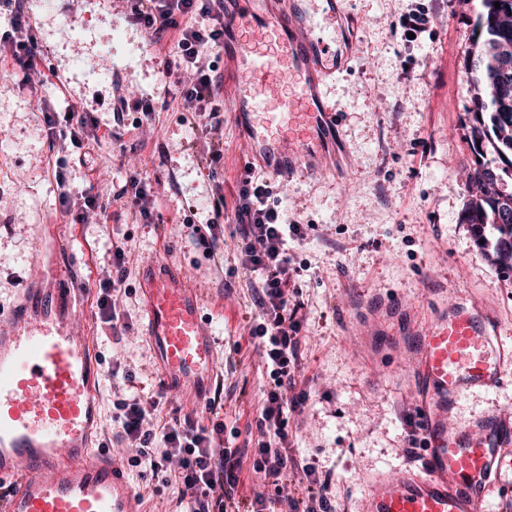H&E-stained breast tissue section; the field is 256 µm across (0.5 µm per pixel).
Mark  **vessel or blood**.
Instances as JSON below:
<instances>
[{
	"label": "vessel or blood",
	"mask_w": 512,
	"mask_h": 512,
	"mask_svg": "<svg viewBox=\"0 0 512 512\" xmlns=\"http://www.w3.org/2000/svg\"><path fill=\"white\" fill-rule=\"evenodd\" d=\"M344 0H224V58L237 70L236 121L251 161L272 178L323 173L339 114L327 79L348 52L318 32L340 22ZM55 261L26 280L0 313V512H140L139 493L97 440L102 371L80 317L72 241L54 234ZM144 334L163 388L206 405L221 381L207 301L172 260L141 275ZM476 303L415 327L414 402L425 439L421 471L379 476L364 512H491L490 492L512 446V411L469 423L451 414L466 393L505 383L512 347L494 344Z\"/></svg>",
	"instance_id": "b4317fda"
}]
</instances>
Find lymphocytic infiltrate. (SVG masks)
Segmentation results:
<instances>
[{"instance_id": "1", "label": "lymphocytic infiltrate", "mask_w": 512, "mask_h": 512, "mask_svg": "<svg viewBox=\"0 0 512 512\" xmlns=\"http://www.w3.org/2000/svg\"><path fill=\"white\" fill-rule=\"evenodd\" d=\"M133 19L155 40L172 36L174 48L165 56L163 77L180 88L186 111L219 117L224 110L223 77L205 52L224 47L222 0H130ZM34 24L23 10H16L10 31L0 34V59L33 82L39 44ZM267 180L248 177L242 182L234 208L238 247L246 268L259 277L255 303L261 323L250 332L257 339L269 380L263 391L257 419L258 435L245 438L242 446L219 448L213 429L190 418H171L154 424L157 401L138 393L125 394L116 404L115 421L129 447L135 448L136 465L158 471L176 463L181 485L177 504L185 512H336L330 473H322L291 454L288 418L301 413L307 400L300 390L302 305L290 287L294 257L291 238L303 237L301 225L286 223L281 210L270 203ZM251 460L263 488L247 504L236 499L244 460ZM299 475L307 491L299 501L288 490V478Z\"/></svg>"}]
</instances>
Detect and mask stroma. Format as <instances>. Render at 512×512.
<instances>
[{
  "label": "stroma",
  "mask_w": 512,
  "mask_h": 512,
  "mask_svg": "<svg viewBox=\"0 0 512 512\" xmlns=\"http://www.w3.org/2000/svg\"><path fill=\"white\" fill-rule=\"evenodd\" d=\"M422 4L432 14L414 42L395 31L401 15ZM36 37L55 74L33 88L0 74V309L18 300L24 279L49 254L39 248L48 225L73 240L82 318L103 369L99 441L142 494V512H174L179 485L169 470L134 466L135 449L116 438L114 404L128 385L161 393L157 417H190L209 428L223 422L225 447L255 428L266 375L249 330L260 321L236 246L234 210L248 161L246 135L231 110L219 129L208 117L185 119L177 91L161 88L171 41L154 43L126 0H27ZM480 0H344L343 37L353 40L347 69L327 83L341 112L333 170L275 180L273 197L306 236L289 242L291 277L303 305L302 356L308 401L288 422L294 453L333 477L339 512H361L374 478L420 470L407 454L417 413L410 396L413 320L433 324L467 297L496 320L497 339L512 345V277L478 251L459 221L472 153L468 119L469 35ZM148 99L155 112L140 128L117 117L121 99ZM83 110L101 141L92 166L76 149L59 154L46 111ZM224 148V235L203 243L183 222L205 226L214 183L203 150ZM64 156L72 197L91 191L104 224L76 222L65 207L52 160ZM153 187V223L133 218L120 193L133 173ZM125 252L126 275L111 298L125 329L112 331L97 306L99 284L114 274L112 248ZM210 305L223 394L218 415L164 391L142 330L141 272L169 254ZM505 384L471 393L458 418L512 408V368Z\"/></svg>",
  "instance_id": "35a3bbf8"
}]
</instances>
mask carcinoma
I'll return each mask as SVG.
<instances>
[{
	"label": "carcinoma",
	"mask_w": 512,
	"mask_h": 512,
	"mask_svg": "<svg viewBox=\"0 0 512 512\" xmlns=\"http://www.w3.org/2000/svg\"><path fill=\"white\" fill-rule=\"evenodd\" d=\"M500 7H495L494 2ZM470 35L471 193L461 213L477 249L512 273V0H481ZM493 158H488V155Z\"/></svg>",
	"instance_id": "carcinoma-1"
}]
</instances>
